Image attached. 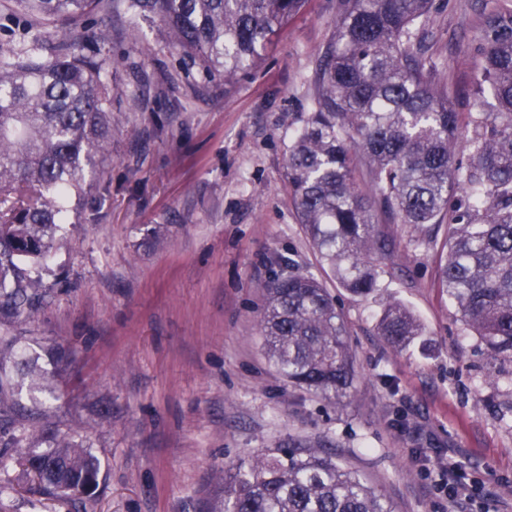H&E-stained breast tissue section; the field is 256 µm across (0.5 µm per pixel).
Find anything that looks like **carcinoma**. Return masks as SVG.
I'll use <instances>...</instances> for the list:
<instances>
[{"mask_svg":"<svg viewBox=\"0 0 512 512\" xmlns=\"http://www.w3.org/2000/svg\"><path fill=\"white\" fill-rule=\"evenodd\" d=\"M19 41L0 42V297L32 313L40 287L21 265L41 264L109 153L111 0H9ZM136 22L210 80L233 82L258 66L307 0H123ZM434 0H340L315 71L317 93L288 146L286 177L312 246L340 285L359 297L378 288L389 243L382 214L426 234L446 224L441 285L495 359L512 362V17L485 32L472 88L495 111L469 115V163L460 179L459 113L433 88L418 56L417 23ZM367 162L373 192L354 177ZM260 315L268 355L292 385L336 400L353 386V354L336 298L310 273L272 272ZM378 335L395 350L425 335L405 305L384 306ZM39 490L83 504L99 491V463L65 438L26 458ZM211 512H395L326 449L275 448L220 478Z\"/></svg>","mask_w":512,"mask_h":512,"instance_id":"cac0c4a2","label":"carcinoma"}]
</instances>
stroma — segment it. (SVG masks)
I'll return each instance as SVG.
<instances>
[{"instance_id": "obj_1", "label": "stroma", "mask_w": 512, "mask_h": 512, "mask_svg": "<svg viewBox=\"0 0 512 512\" xmlns=\"http://www.w3.org/2000/svg\"><path fill=\"white\" fill-rule=\"evenodd\" d=\"M339 0H308L265 61L229 85L181 70L147 25L111 14L110 50L135 61L114 76L118 131L102 185L61 225L43 268V301L0 314V349L19 406L34 420L0 427V512H72L38 491L19 451L62 437L101 465L86 512H209L224 471L273 448H327L393 502L448 512V460L473 485L457 512H512V362L493 361L461 319L438 270L442 237L381 219L391 244L379 288H342L310 244L286 179L288 146L315 94L317 57ZM512 0H434L424 21L431 79L460 113L488 22ZM143 93L147 104L132 106ZM167 229L162 242L146 227ZM318 277L343 312L354 356L349 396L295 387L265 354L264 285L273 258ZM400 302L425 334L405 351L377 334Z\"/></svg>"}]
</instances>
